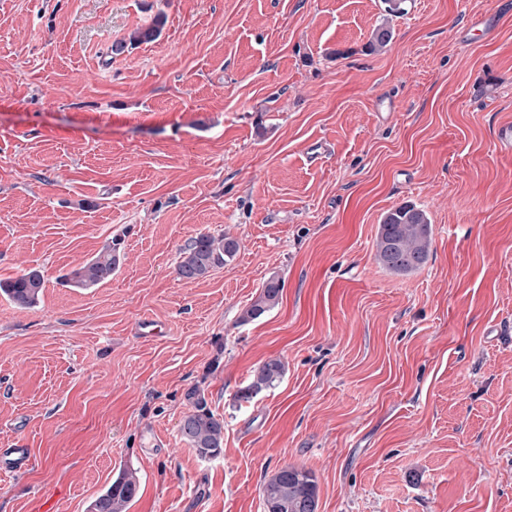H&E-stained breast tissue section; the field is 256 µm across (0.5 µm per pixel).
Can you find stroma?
I'll list each match as a JSON object with an SVG mask.
<instances>
[{
  "mask_svg": "<svg viewBox=\"0 0 512 512\" xmlns=\"http://www.w3.org/2000/svg\"><path fill=\"white\" fill-rule=\"evenodd\" d=\"M507 124L512 0L389 21L381 0H0V279L45 280L29 309L0 294V445L35 458L0 512L60 490L88 512L125 469L127 512H263L285 466L315 473L318 512H512ZM406 202L432 243L398 275L375 242ZM201 233L239 251L186 284ZM115 237L110 281L58 283ZM272 276L279 305L240 323ZM195 385L224 420L213 459L179 431ZM164 24L165 17L161 14L156 15L148 26L137 28L130 33L129 44H141L156 39L160 35ZM284 365L279 359H270L256 371L251 383L241 392V398L250 399L264 389L273 387L282 377Z\"/></svg>",
  "mask_w": 512,
  "mask_h": 512,
  "instance_id": "1",
  "label": "stroma"
}]
</instances>
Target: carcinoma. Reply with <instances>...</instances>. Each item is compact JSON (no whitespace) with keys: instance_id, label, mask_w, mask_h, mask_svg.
Segmentation results:
<instances>
[{"instance_id":"obj_1","label":"carcinoma","mask_w":512,"mask_h":512,"mask_svg":"<svg viewBox=\"0 0 512 512\" xmlns=\"http://www.w3.org/2000/svg\"><path fill=\"white\" fill-rule=\"evenodd\" d=\"M165 24V17L156 15L152 22L132 31L129 44H141L156 39ZM432 228L425 210L412 203H404L387 211L381 218L376 239V259L384 268L406 274L420 269L429 258ZM238 242L230 237L200 234L183 249L177 265L179 280L189 284L206 277L212 270L234 259ZM121 242L111 240L91 259L71 268L60 277L62 285L70 288H93L112 279L120 264ZM45 280L40 271L32 269L16 277L0 279V293L16 306H35L44 291ZM282 281L271 276L260 293L242 311L239 322L246 324L260 319L276 308L282 295ZM284 365L270 359L256 371L251 383L241 392V398L250 399L264 389L273 387L282 377ZM185 399L191 411L180 422L179 431L196 454L216 458L224 452V419L208 406L205 393L194 386L187 390ZM139 478L125 470L108 484L90 504V512H126L128 504L137 496ZM264 512H317V481L314 473L305 468L286 466L262 486Z\"/></svg>"}]
</instances>
